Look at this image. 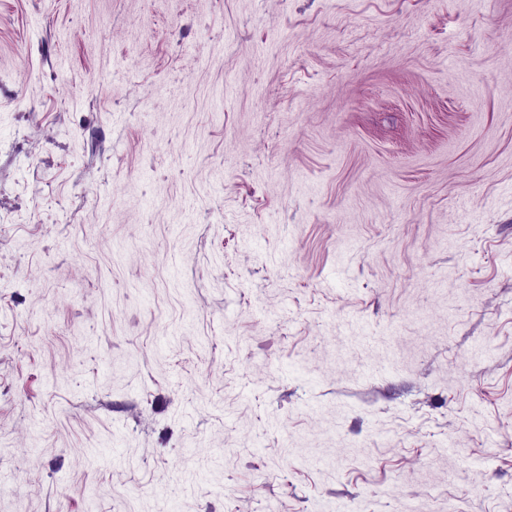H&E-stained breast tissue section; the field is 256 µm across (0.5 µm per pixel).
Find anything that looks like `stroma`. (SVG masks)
<instances>
[{"instance_id": "stroma-1", "label": "stroma", "mask_w": 512, "mask_h": 512, "mask_svg": "<svg viewBox=\"0 0 512 512\" xmlns=\"http://www.w3.org/2000/svg\"><path fill=\"white\" fill-rule=\"evenodd\" d=\"M0 512H512V0H0Z\"/></svg>"}]
</instances>
